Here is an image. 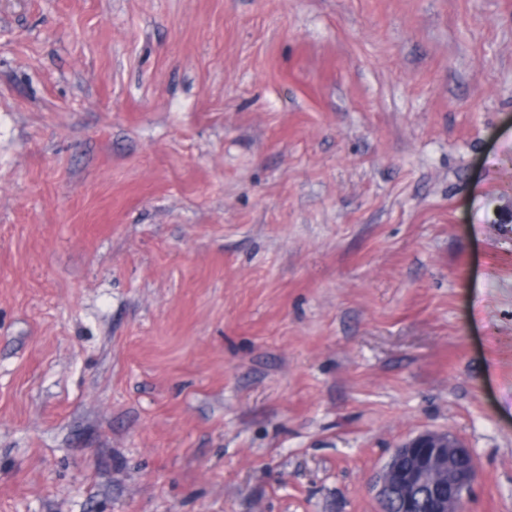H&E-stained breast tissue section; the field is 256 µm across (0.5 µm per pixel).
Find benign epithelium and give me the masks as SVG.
Returning a JSON list of instances; mask_svg holds the SVG:
<instances>
[{
  "instance_id": "1",
  "label": "benign epithelium",
  "mask_w": 512,
  "mask_h": 512,
  "mask_svg": "<svg viewBox=\"0 0 512 512\" xmlns=\"http://www.w3.org/2000/svg\"><path fill=\"white\" fill-rule=\"evenodd\" d=\"M479 476L477 458L458 438L425 431L394 451L379 475L378 492L400 512H417L426 500L433 512H463Z\"/></svg>"
}]
</instances>
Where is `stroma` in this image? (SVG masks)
Instances as JSON below:
<instances>
[{
	"label": "stroma",
	"instance_id": "35a3bbf8",
	"mask_svg": "<svg viewBox=\"0 0 512 512\" xmlns=\"http://www.w3.org/2000/svg\"><path fill=\"white\" fill-rule=\"evenodd\" d=\"M425 430L512 512V0H0V512H381Z\"/></svg>",
	"mask_w": 512,
	"mask_h": 512
}]
</instances>
